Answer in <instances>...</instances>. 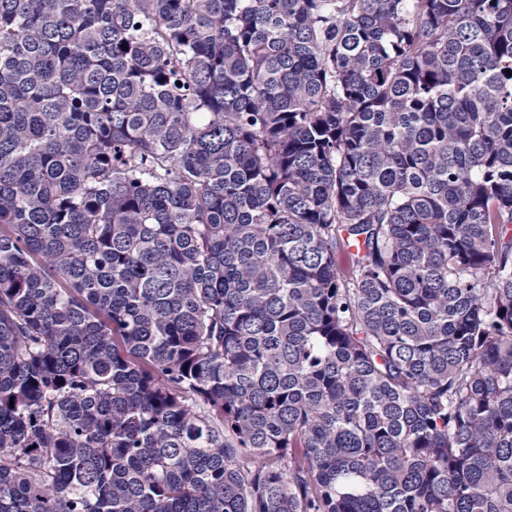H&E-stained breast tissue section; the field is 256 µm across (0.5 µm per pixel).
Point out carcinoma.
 I'll use <instances>...</instances> for the list:
<instances>
[{
	"instance_id": "obj_1",
	"label": "carcinoma",
	"mask_w": 512,
	"mask_h": 512,
	"mask_svg": "<svg viewBox=\"0 0 512 512\" xmlns=\"http://www.w3.org/2000/svg\"><path fill=\"white\" fill-rule=\"evenodd\" d=\"M509 70L512 0H0V512H512Z\"/></svg>"
}]
</instances>
